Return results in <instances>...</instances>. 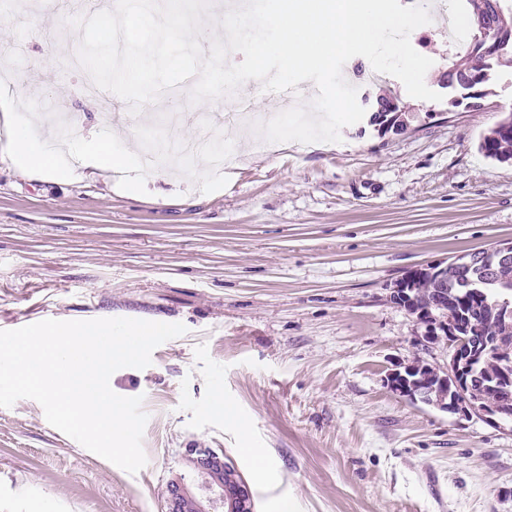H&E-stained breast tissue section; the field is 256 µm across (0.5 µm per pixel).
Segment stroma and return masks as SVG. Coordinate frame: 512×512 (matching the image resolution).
I'll list each match as a JSON object with an SVG mask.
<instances>
[{
    "label": "stroma",
    "mask_w": 512,
    "mask_h": 512,
    "mask_svg": "<svg viewBox=\"0 0 512 512\" xmlns=\"http://www.w3.org/2000/svg\"><path fill=\"white\" fill-rule=\"evenodd\" d=\"M15 0L0 20V83L14 118L49 138L59 107L82 135L142 152L146 135L196 134L224 99L160 97L139 114L112 92L85 94L70 18ZM407 133L367 121L341 142L260 147L218 134L225 168L184 155L166 179L138 171L130 196L100 177L28 178L0 149V330L46 319L127 317L181 323L143 369L111 380L143 396L146 465L131 474L51 426L32 399L0 408V512H164L185 451L222 453L255 512H512V422L447 413L393 392L391 369L419 359L414 316L390 292L409 270L512 239V161L477 148L512 111V53L496 67L489 109L415 102ZM223 396L227 417L212 412Z\"/></svg>",
    "instance_id": "obj_1"
}]
</instances>
